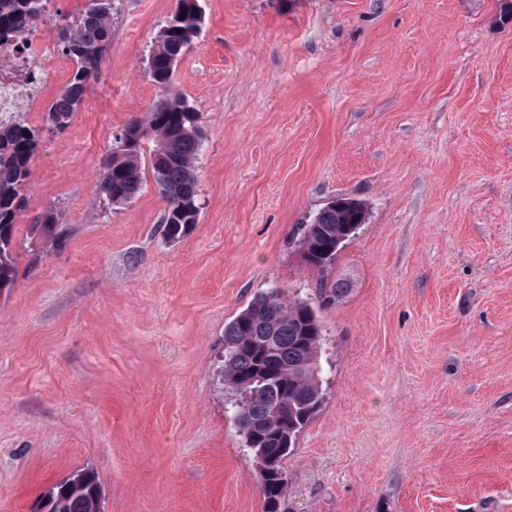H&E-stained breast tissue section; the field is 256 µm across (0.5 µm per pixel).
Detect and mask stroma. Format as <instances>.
Returning a JSON list of instances; mask_svg holds the SVG:
<instances>
[{"mask_svg": "<svg viewBox=\"0 0 512 512\" xmlns=\"http://www.w3.org/2000/svg\"><path fill=\"white\" fill-rule=\"evenodd\" d=\"M170 86L199 114L200 213L178 241L152 177L98 190L159 99L176 0H115L63 133L43 111L0 290V512L89 468L103 512H263L220 375L224 326L280 288L322 328V402L281 512H512V0H201ZM335 197L366 222L328 271L299 250ZM64 239L31 230L46 209Z\"/></svg>", "mask_w": 512, "mask_h": 512, "instance_id": "35a3bbf8", "label": "stroma"}]
</instances>
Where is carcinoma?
<instances>
[{
  "instance_id": "carcinoma-1",
  "label": "carcinoma",
  "mask_w": 512,
  "mask_h": 512,
  "mask_svg": "<svg viewBox=\"0 0 512 512\" xmlns=\"http://www.w3.org/2000/svg\"><path fill=\"white\" fill-rule=\"evenodd\" d=\"M114 0H86L81 18L57 30L56 46L72 59L75 71L45 112L47 129L64 131L82 102L87 85L112 32ZM50 0H0V47L25 42L48 12ZM203 22L201 0H177L174 13L156 38L147 72L160 88L172 80L178 59L198 35ZM128 138L112 148L102 163L100 192L113 206H123L141 192L140 153L145 140L153 144L150 169L165 202L164 232L171 240L184 237L198 223L196 160L202 134L198 115L179 96L167 93L145 118L125 128ZM37 145L35 129L21 119L0 120V290L13 285L16 264L13 241L24 189ZM364 213L351 198H334L303 225L299 247L303 260L318 273L320 299L337 296L327 273L346 226ZM322 331L313 307L291 300L280 289L257 295L224 325L222 376L236 396V422L245 446L272 462L263 475L264 512H280L286 484L283 461L298 433L321 404ZM102 488L94 472L82 469L49 487L35 502L36 512H102Z\"/></svg>"
}]
</instances>
